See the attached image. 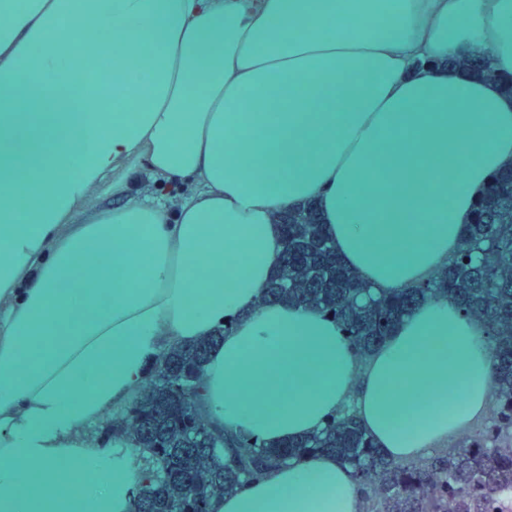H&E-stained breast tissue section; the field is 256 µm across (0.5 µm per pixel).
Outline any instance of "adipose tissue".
I'll list each match as a JSON object with an SVG mask.
<instances>
[{
    "label": "adipose tissue",
    "mask_w": 512,
    "mask_h": 512,
    "mask_svg": "<svg viewBox=\"0 0 512 512\" xmlns=\"http://www.w3.org/2000/svg\"><path fill=\"white\" fill-rule=\"evenodd\" d=\"M473 48L512 74V0H0V512H127L138 453L89 425L219 329L202 410L232 435L281 444L352 398L412 460L485 411L486 326L450 302L361 361L333 318L259 301L274 215L309 202L376 288L457 253L512 167V97L444 65ZM360 509L325 454L214 504Z\"/></svg>",
    "instance_id": "obj_1"
}]
</instances>
